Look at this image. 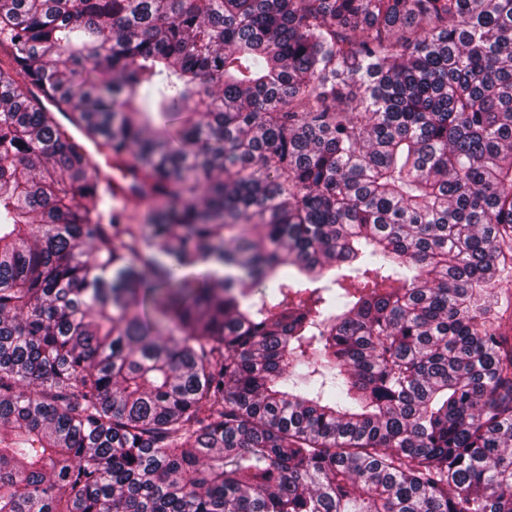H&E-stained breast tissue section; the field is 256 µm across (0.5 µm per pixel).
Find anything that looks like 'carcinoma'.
<instances>
[{
	"instance_id": "obj_1",
	"label": "carcinoma",
	"mask_w": 512,
	"mask_h": 512,
	"mask_svg": "<svg viewBox=\"0 0 512 512\" xmlns=\"http://www.w3.org/2000/svg\"><path fill=\"white\" fill-rule=\"evenodd\" d=\"M3 46L0 512H512V0H0Z\"/></svg>"
}]
</instances>
